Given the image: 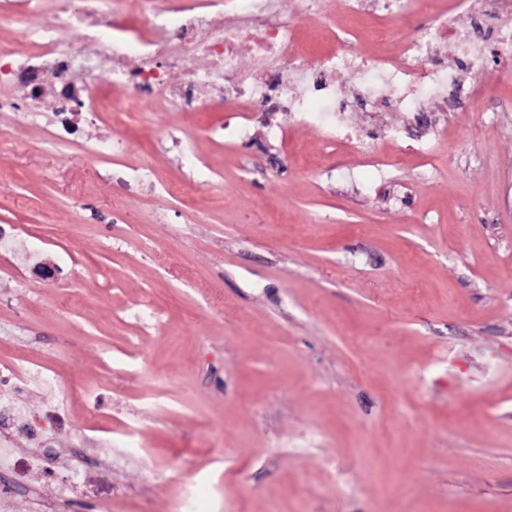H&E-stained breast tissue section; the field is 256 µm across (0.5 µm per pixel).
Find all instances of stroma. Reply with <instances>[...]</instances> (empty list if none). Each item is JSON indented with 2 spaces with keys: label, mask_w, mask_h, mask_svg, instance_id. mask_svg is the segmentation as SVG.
<instances>
[{
  "label": "stroma",
  "mask_w": 512,
  "mask_h": 512,
  "mask_svg": "<svg viewBox=\"0 0 512 512\" xmlns=\"http://www.w3.org/2000/svg\"><path fill=\"white\" fill-rule=\"evenodd\" d=\"M435 8L278 0L313 62L322 28L393 55ZM452 20L479 48L462 84L347 113L363 153L272 103L144 95L85 131L124 141V190L52 142L54 99L0 111V225L25 229L0 248V363L67 378L52 448L89 463L63 512H512V67L499 28ZM63 252L80 284L38 277Z\"/></svg>",
  "instance_id": "stroma-1"
}]
</instances>
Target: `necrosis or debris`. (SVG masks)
Segmentation results:
<instances>
[{"mask_svg": "<svg viewBox=\"0 0 512 512\" xmlns=\"http://www.w3.org/2000/svg\"><path fill=\"white\" fill-rule=\"evenodd\" d=\"M83 2L78 12L65 5L48 12L42 0H26L31 23L23 37L30 49L22 54L0 51V108H16L21 97L36 99L38 88L33 77L42 69H50L56 79L69 82L75 66L92 72L96 61L85 53L89 44L99 47L110 59L113 85L169 99L191 98L201 86L227 89L238 110L247 112L270 102L274 90L263 72L238 78V48L250 43L261 60L276 65L280 79L307 82L305 96L283 103L282 108L300 113L305 122L321 125L331 141L355 139L343 113L337 110L339 93L328 82L336 70L351 68L374 77L380 88L389 92L403 84L431 82L442 87L457 77L451 68L422 67L427 36H414L403 42L406 63L398 68L387 56L348 54L344 46L353 33L347 29L335 31L338 50L321 59L318 76H310L309 63L298 48L295 32L278 16L274 0H245V20L239 27L224 24L233 0H118L108 14L102 12L100 0ZM64 28L75 30L77 40L62 41L58 33ZM188 54L205 58L206 67L185 71L180 82H171V69L180 66ZM108 93L105 87L92 89L70 82L67 92L56 98L55 142H74L87 125L99 121V108ZM39 384L52 390L63 386L64 377L59 374L50 379L39 368L19 362L0 364V391L10 393L6 408H0V473L13 477L11 483L0 482V497L30 482L32 474H54L39 457L22 463L14 453L13 432L28 424L24 396Z\"/></svg>", "mask_w": 512, "mask_h": 512, "instance_id": "4bbe7bcc", "label": "necrosis or debris"}]
</instances>
